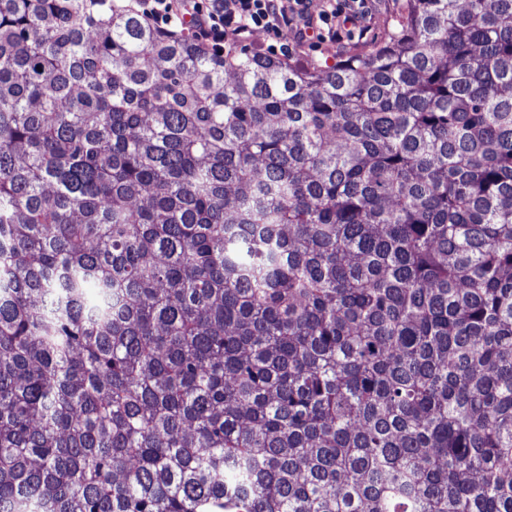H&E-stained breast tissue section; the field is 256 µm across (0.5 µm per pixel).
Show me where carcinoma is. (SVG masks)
I'll return each mask as SVG.
<instances>
[{
    "label": "carcinoma",
    "instance_id": "obj_1",
    "mask_svg": "<svg viewBox=\"0 0 512 512\" xmlns=\"http://www.w3.org/2000/svg\"><path fill=\"white\" fill-rule=\"evenodd\" d=\"M0 512H512V0H0ZM143 11L155 21L167 28L185 27V32L190 36L186 26L180 23L173 24L175 19H180L182 14L191 12L200 17L197 37L204 41H210L214 46H220L224 50L230 45L238 49L244 48L256 55L271 56L284 59L288 62V56L275 52L273 46L279 47L278 36L283 32L294 31L295 39L306 34L305 29L315 27V19L312 16L314 2L320 5L322 0H140ZM319 1V2H317ZM185 25H192L193 18L185 14L182 19ZM172 22V23H171ZM302 22L300 28L299 24ZM172 25L164 26V24ZM246 42L227 43L228 40L244 39L251 35ZM270 31V32H267ZM193 38V37H192ZM227 40V41H226ZM224 41L226 43L224 44ZM212 50V44L203 43ZM221 48V47H220ZM221 48V49H223ZM326 2L333 3L332 11L319 10L317 17L326 25H330L329 40L336 43V40L341 39L340 35L336 33V16L341 17L338 23L342 29L343 27L353 28V24H343L342 17L350 23H356L364 15V3L367 0H330ZM367 4L366 19L359 24L360 28L354 29L350 34H345L343 31L344 41L341 44L331 45L328 42L314 44L316 32L313 33L310 29L311 33H309L310 37L307 41L296 45L290 40L292 49H289V59L300 65H316L324 69L349 55L367 51L384 41L398 16L401 1L368 0ZM360 29L367 30V34L360 35Z\"/></svg>",
    "mask_w": 512,
    "mask_h": 512
}]
</instances>
